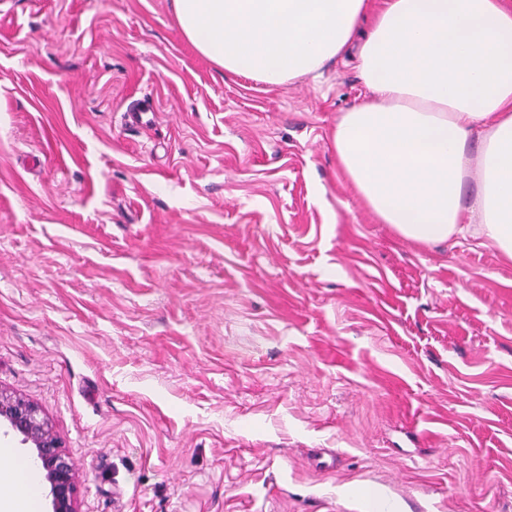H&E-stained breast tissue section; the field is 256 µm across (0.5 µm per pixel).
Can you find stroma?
Here are the masks:
<instances>
[{"instance_id": "1", "label": "stroma", "mask_w": 512, "mask_h": 512, "mask_svg": "<svg viewBox=\"0 0 512 512\" xmlns=\"http://www.w3.org/2000/svg\"><path fill=\"white\" fill-rule=\"evenodd\" d=\"M364 95L225 74L171 0H0V388L80 512H512V260L366 210ZM13 435L30 448L32 461L49 486L51 512H79L77 474L49 421L34 403L0 389V435Z\"/></svg>"}]
</instances>
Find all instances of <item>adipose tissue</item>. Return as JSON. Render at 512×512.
Here are the masks:
<instances>
[{
  "label": "adipose tissue",
  "instance_id": "obj_1",
  "mask_svg": "<svg viewBox=\"0 0 512 512\" xmlns=\"http://www.w3.org/2000/svg\"><path fill=\"white\" fill-rule=\"evenodd\" d=\"M172 7L202 55L272 86L355 51L367 94L338 117L331 144L376 219L421 246L467 234L512 259V0ZM0 512H39L35 472L8 447L0 448Z\"/></svg>",
  "mask_w": 512,
  "mask_h": 512
}]
</instances>
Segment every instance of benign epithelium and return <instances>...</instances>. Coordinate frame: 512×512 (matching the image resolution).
<instances>
[{
  "label": "benign epithelium",
  "instance_id": "obj_1",
  "mask_svg": "<svg viewBox=\"0 0 512 512\" xmlns=\"http://www.w3.org/2000/svg\"><path fill=\"white\" fill-rule=\"evenodd\" d=\"M0 430L30 449L37 471L49 486L51 512H79L75 467L39 407L0 389Z\"/></svg>",
  "mask_w": 512,
  "mask_h": 512
}]
</instances>
